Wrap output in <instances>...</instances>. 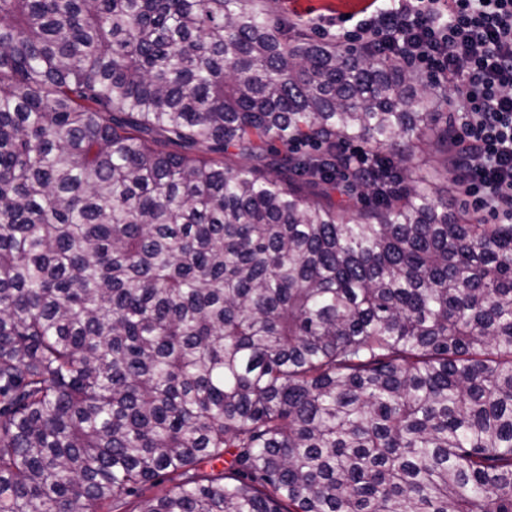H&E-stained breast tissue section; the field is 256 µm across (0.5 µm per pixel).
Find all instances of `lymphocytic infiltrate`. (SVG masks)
Here are the masks:
<instances>
[{
	"label": "lymphocytic infiltrate",
	"instance_id": "lymphocytic-infiltrate-1",
	"mask_svg": "<svg viewBox=\"0 0 512 512\" xmlns=\"http://www.w3.org/2000/svg\"><path fill=\"white\" fill-rule=\"evenodd\" d=\"M337 41L399 59L448 102L452 181L486 224H512V0H389Z\"/></svg>",
	"mask_w": 512,
	"mask_h": 512
}]
</instances>
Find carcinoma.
Segmentation results:
<instances>
[{
  "mask_svg": "<svg viewBox=\"0 0 512 512\" xmlns=\"http://www.w3.org/2000/svg\"><path fill=\"white\" fill-rule=\"evenodd\" d=\"M270 2L0 0V512H512V224ZM339 150L348 159L349 166L352 169L374 182L377 193L389 194L390 190L393 189V177H387L379 181L376 175L377 163L375 158L363 146L357 143H345Z\"/></svg>",
  "mask_w": 512,
  "mask_h": 512,
  "instance_id": "1",
  "label": "carcinoma"
}]
</instances>
